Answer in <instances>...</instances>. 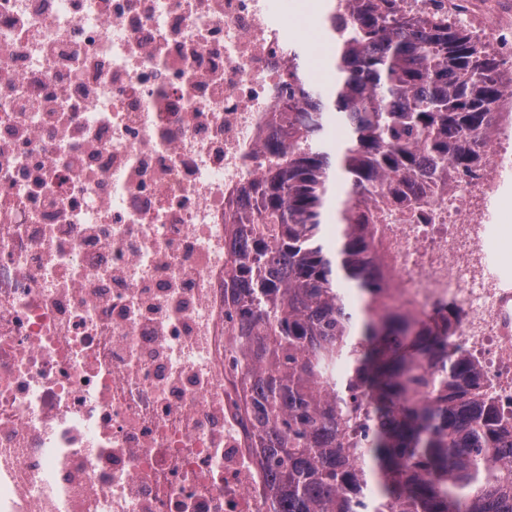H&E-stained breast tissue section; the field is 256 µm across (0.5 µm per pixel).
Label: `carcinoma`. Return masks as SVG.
I'll list each match as a JSON object with an SVG mask.
<instances>
[{
	"instance_id": "1",
	"label": "carcinoma",
	"mask_w": 512,
	"mask_h": 512,
	"mask_svg": "<svg viewBox=\"0 0 512 512\" xmlns=\"http://www.w3.org/2000/svg\"><path fill=\"white\" fill-rule=\"evenodd\" d=\"M398 2L328 5L329 87L288 44L297 92L232 215L228 362L271 512H512V415L447 335L389 304L368 237L378 202L430 221L417 201L478 165L512 72Z\"/></svg>"
}]
</instances>
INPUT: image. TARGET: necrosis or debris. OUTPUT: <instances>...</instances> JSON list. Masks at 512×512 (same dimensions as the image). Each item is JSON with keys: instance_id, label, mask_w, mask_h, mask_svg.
<instances>
[{"instance_id": "obj_1", "label": "necrosis or debris", "mask_w": 512, "mask_h": 512, "mask_svg": "<svg viewBox=\"0 0 512 512\" xmlns=\"http://www.w3.org/2000/svg\"><path fill=\"white\" fill-rule=\"evenodd\" d=\"M313 0H0V512H268L224 365L231 215L275 131L279 17ZM512 69V27L459 9ZM429 224L375 227L391 304L512 411V279L492 224L512 111Z\"/></svg>"}]
</instances>
